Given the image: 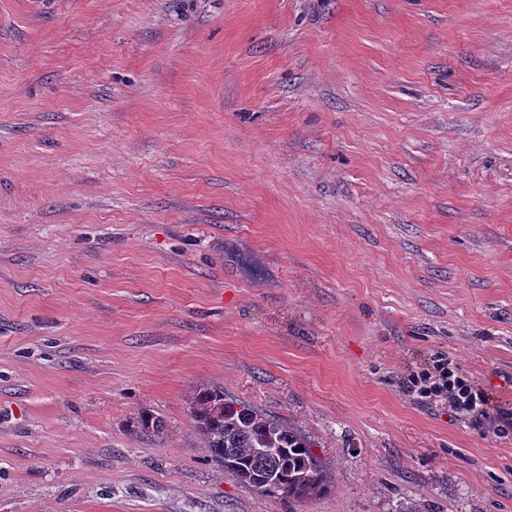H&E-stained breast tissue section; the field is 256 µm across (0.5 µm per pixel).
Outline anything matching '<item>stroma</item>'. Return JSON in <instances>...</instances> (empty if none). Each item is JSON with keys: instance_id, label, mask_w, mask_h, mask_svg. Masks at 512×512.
<instances>
[{"instance_id": "1", "label": "stroma", "mask_w": 512, "mask_h": 512, "mask_svg": "<svg viewBox=\"0 0 512 512\" xmlns=\"http://www.w3.org/2000/svg\"><path fill=\"white\" fill-rule=\"evenodd\" d=\"M437 351L512 398V0H0V512H512ZM203 384L327 491L208 461ZM401 394L423 407H445L456 420L477 435L499 438L512 433V402H492L470 376L444 352L431 354L427 362L408 369L398 380Z\"/></svg>"}]
</instances>
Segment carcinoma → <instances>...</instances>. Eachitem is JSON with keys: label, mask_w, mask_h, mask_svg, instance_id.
Returning <instances> with one entry per match:
<instances>
[{"label": "carcinoma", "mask_w": 512, "mask_h": 512, "mask_svg": "<svg viewBox=\"0 0 512 512\" xmlns=\"http://www.w3.org/2000/svg\"><path fill=\"white\" fill-rule=\"evenodd\" d=\"M191 416L210 459L261 494L296 501L325 489L326 475L311 442L281 419L224 397V389L200 385L190 398ZM135 428L146 436L165 431L164 422L141 414Z\"/></svg>", "instance_id": "obj_1"}]
</instances>
